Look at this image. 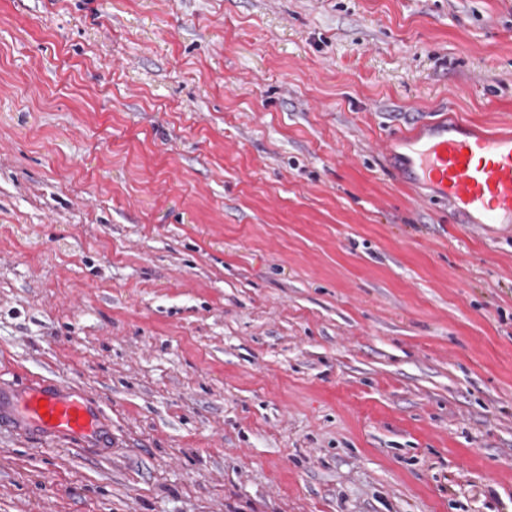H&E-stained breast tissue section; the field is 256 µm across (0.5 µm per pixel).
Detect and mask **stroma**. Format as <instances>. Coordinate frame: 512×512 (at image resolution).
Returning a JSON list of instances; mask_svg holds the SVG:
<instances>
[{
	"label": "stroma",
	"mask_w": 512,
	"mask_h": 512,
	"mask_svg": "<svg viewBox=\"0 0 512 512\" xmlns=\"http://www.w3.org/2000/svg\"><path fill=\"white\" fill-rule=\"evenodd\" d=\"M512 129V0H0V512H512V231L384 149ZM0 371V427L26 433L67 437L72 445L106 451L111 424L97 401L53 379H32L20 385ZM45 403L44 407L41 404Z\"/></svg>",
	"instance_id": "stroma-1"
}]
</instances>
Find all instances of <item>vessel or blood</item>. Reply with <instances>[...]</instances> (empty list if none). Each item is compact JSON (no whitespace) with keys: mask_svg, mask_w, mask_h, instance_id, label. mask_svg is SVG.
<instances>
[{"mask_svg":"<svg viewBox=\"0 0 512 512\" xmlns=\"http://www.w3.org/2000/svg\"><path fill=\"white\" fill-rule=\"evenodd\" d=\"M402 177L432 186L459 221L512 227V132L440 118L399 138ZM67 437L107 450L111 425L97 401L53 379L18 383L0 371V427Z\"/></svg>","mask_w":512,"mask_h":512,"instance_id":"1","label":"vessel or blood"}]
</instances>
